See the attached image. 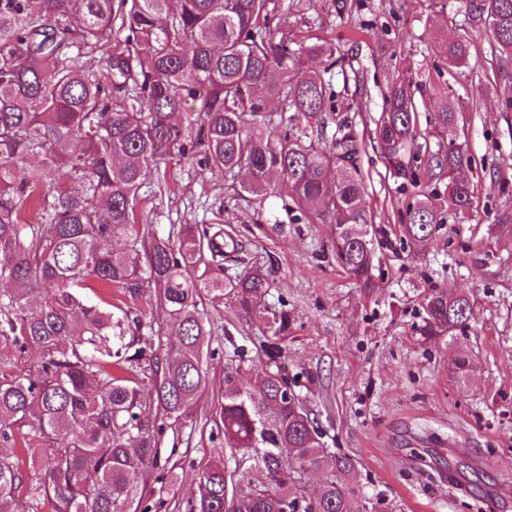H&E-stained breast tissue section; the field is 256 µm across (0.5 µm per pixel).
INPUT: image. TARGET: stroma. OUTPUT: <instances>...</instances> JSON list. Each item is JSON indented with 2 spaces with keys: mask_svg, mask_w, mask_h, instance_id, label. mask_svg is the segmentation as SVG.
I'll return each instance as SVG.
<instances>
[{
  "mask_svg": "<svg viewBox=\"0 0 512 512\" xmlns=\"http://www.w3.org/2000/svg\"><path fill=\"white\" fill-rule=\"evenodd\" d=\"M270 34L294 45L328 43L333 58H302L290 80L317 72L333 95L337 120L359 143L357 164L374 215L376 258L370 287L336 263L332 226L272 193L256 202L240 180L180 156L160 163L162 193L139 192L137 220L167 236L178 224H220L242 243L241 268L259 266L271 286L259 307L287 311L282 363L290 387L315 419L326 447L353 459V503L385 512H512V226L495 221L512 203V112L495 89L512 86V60L488 25L472 21L467 0H269ZM464 37L467 66L449 68L446 43ZM412 83L418 166L438 148L433 127L439 89L462 98L468 121L455 137L472 162L475 198L460 219L446 218L433 241L407 242L401 224L417 187L438 181L389 167L375 122L397 73ZM435 288L466 293V333L429 339L419 329ZM213 324L207 385L192 419L167 430L162 456L179 465V486L148 478L152 512H189L203 467L222 443L216 423L229 355L240 353L248 384L266 368L268 321L245 315L234 298L201 303ZM473 368L458 382L453 359Z\"/></svg>",
  "mask_w": 512,
  "mask_h": 512,
  "instance_id": "stroma-1",
  "label": "stroma"
}]
</instances>
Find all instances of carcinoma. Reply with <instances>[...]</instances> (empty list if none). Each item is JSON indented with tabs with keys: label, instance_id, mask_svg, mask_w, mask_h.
<instances>
[{
	"label": "carcinoma",
	"instance_id": "cac0c4a2",
	"mask_svg": "<svg viewBox=\"0 0 512 512\" xmlns=\"http://www.w3.org/2000/svg\"><path fill=\"white\" fill-rule=\"evenodd\" d=\"M267 0H0V512H14L24 491L51 512H151L146 476L177 480L161 459L165 424L190 416L205 387L210 322L202 295H231L261 313L255 299L270 287L260 268L237 271L240 244L224 228L181 224L175 239L137 223L139 191L152 167L177 153L201 154L226 173L244 172L252 196L277 189L335 226L337 264L368 285L375 247L373 214L356 164L359 147L337 123L335 150L309 134L264 129L269 100L323 128L334 111L320 75L288 81L299 55L333 56L312 44L292 49L263 34ZM488 22L499 51L512 58V0L470 2ZM448 66L467 64L469 44H447ZM280 82L270 80L273 72ZM463 104L443 92L435 131L453 133ZM414 94L392 83L376 123L382 155L403 171L415 158ZM444 196L409 205L403 233L416 246L469 211L474 186L453 175L470 165L454 139L431 157ZM38 212L34 224L24 210ZM97 283L120 303L91 304ZM154 289L156 305L178 325L161 352L162 329L133 315ZM421 335L469 329L471 302L446 289L424 301ZM261 384L240 370L224 375L220 407L224 449L204 468L190 512H352L355 466L335 456L317 494L300 489L309 467L331 453L311 412L280 365L275 336ZM35 348L38 362L28 363ZM30 451L31 466L15 453Z\"/></svg>",
	"mask_w": 512,
	"mask_h": 512
}]
</instances>
